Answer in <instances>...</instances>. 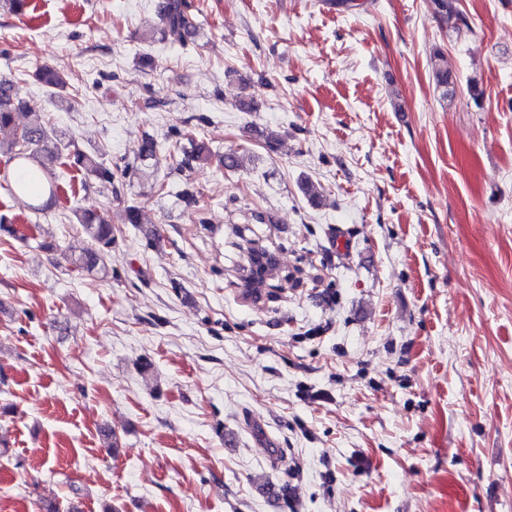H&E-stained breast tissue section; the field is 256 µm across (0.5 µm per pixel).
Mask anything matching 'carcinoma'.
<instances>
[{"instance_id":"obj_1","label":"carcinoma","mask_w":512,"mask_h":512,"mask_svg":"<svg viewBox=\"0 0 512 512\" xmlns=\"http://www.w3.org/2000/svg\"><path fill=\"white\" fill-rule=\"evenodd\" d=\"M430 8L443 25L452 29L468 26L467 17L459 8L458 0H430ZM159 16L162 35L175 41L183 40L195 30V18L189 12L187 0H164ZM430 62L435 85L446 97L448 86L453 83L447 55L437 48L430 56ZM27 108L28 104L14 98L11 81L0 79V131L7 130L10 134L8 141L0 142V154L14 162L20 172L35 166L48 177L62 158L67 143L48 124L21 121L22 110ZM69 158L71 166L95 177L100 183L112 182V171L93 156L77 151L69 155ZM13 190L35 198L46 195L51 200L58 196L60 187L51 180L36 184L18 176L14 180ZM76 217L87 237V244L78 251L69 249L66 259L72 267L93 273L103 262V257L112 251V222L92 210H83Z\"/></svg>"}]
</instances>
